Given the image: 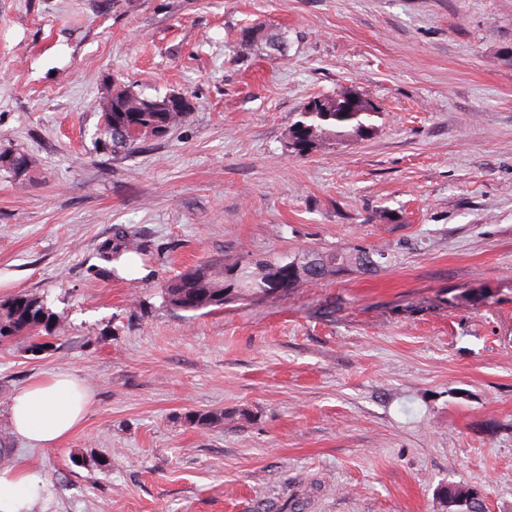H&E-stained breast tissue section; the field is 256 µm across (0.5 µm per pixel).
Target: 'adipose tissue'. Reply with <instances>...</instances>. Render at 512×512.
I'll return each mask as SVG.
<instances>
[{
	"label": "adipose tissue",
	"instance_id": "adipose-tissue-1",
	"mask_svg": "<svg viewBox=\"0 0 512 512\" xmlns=\"http://www.w3.org/2000/svg\"><path fill=\"white\" fill-rule=\"evenodd\" d=\"M90 404L85 383L72 374L36 378L13 396V431L41 448L59 444L79 427ZM44 486L30 463L0 469V512H34Z\"/></svg>",
	"mask_w": 512,
	"mask_h": 512
}]
</instances>
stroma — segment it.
<instances>
[{"instance_id":"1","label":"stroma","mask_w":512,"mask_h":512,"mask_svg":"<svg viewBox=\"0 0 512 512\" xmlns=\"http://www.w3.org/2000/svg\"><path fill=\"white\" fill-rule=\"evenodd\" d=\"M116 82L193 108L113 153ZM346 89L371 134L292 152L305 105ZM2 150L34 178L0 171V298L64 317L47 354L0 343V468L35 465L40 512H443L448 483L512 512V0H0ZM118 226L141 273L97 276ZM354 246L376 272L161 297L204 262ZM59 371L93 402L35 448L12 397ZM32 168V159L26 153L19 151L0 152V170L9 173L17 183L26 184V181L31 180Z\"/></svg>"}]
</instances>
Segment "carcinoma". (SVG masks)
Listing matches in <instances>:
<instances>
[{
	"label": "carcinoma",
	"instance_id": "carcinoma-1",
	"mask_svg": "<svg viewBox=\"0 0 512 512\" xmlns=\"http://www.w3.org/2000/svg\"><path fill=\"white\" fill-rule=\"evenodd\" d=\"M173 97H146L125 85H112V101L109 113L100 112L105 134L112 142V152H128L138 142L148 138H162L180 124L192 104H182L179 112L168 107ZM315 109L301 113V119L288 129V147L300 155L312 150L325 137L343 138L350 134L367 135L373 130L372 112H338L333 97L311 101ZM0 170L10 174L14 181L24 184L31 180L32 159L19 151L0 152ZM141 243L135 234L122 227L98 246L101 260L110 263L123 254L139 249ZM382 253L374 249H352L341 253L309 251L291 261L268 260L261 265V272L253 276L244 271L236 274L237 288H256L262 292H274L294 288L301 283L323 280L337 269L350 266L364 272L379 267L376 257ZM228 285L224 266L200 265L188 269L167 280L161 286L165 305L173 311L196 312L212 306L224 305V293ZM61 315L54 312L46 299L37 293L18 292L0 299V343L17 338L28 341L27 351L42 353L52 348L47 338L60 330Z\"/></svg>",
	"mask_w": 512,
	"mask_h": 512
}]
</instances>
